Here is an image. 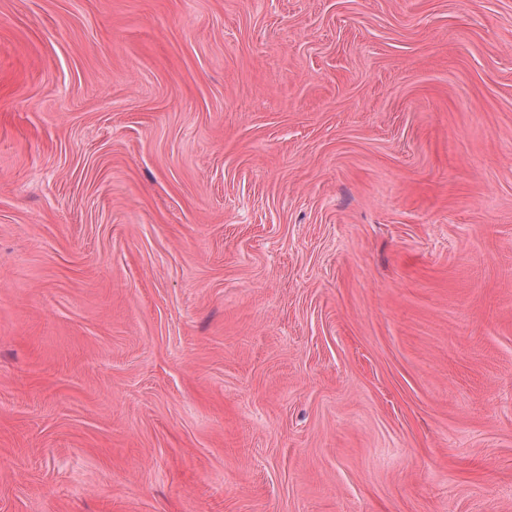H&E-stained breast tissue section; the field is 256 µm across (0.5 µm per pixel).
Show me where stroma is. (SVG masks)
<instances>
[{"mask_svg":"<svg viewBox=\"0 0 512 512\" xmlns=\"http://www.w3.org/2000/svg\"><path fill=\"white\" fill-rule=\"evenodd\" d=\"M0 512H512V0H0Z\"/></svg>","mask_w":512,"mask_h":512,"instance_id":"stroma-1","label":"stroma"}]
</instances>
